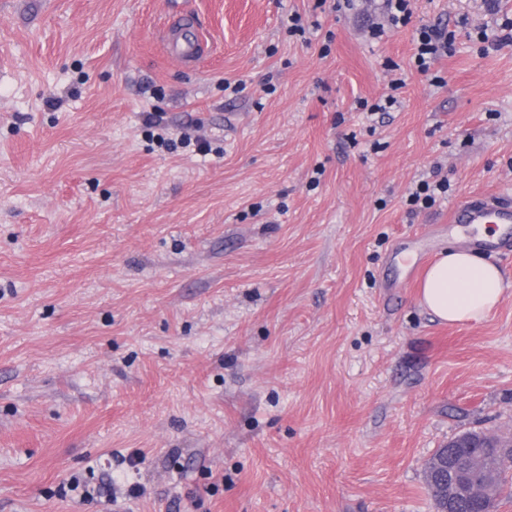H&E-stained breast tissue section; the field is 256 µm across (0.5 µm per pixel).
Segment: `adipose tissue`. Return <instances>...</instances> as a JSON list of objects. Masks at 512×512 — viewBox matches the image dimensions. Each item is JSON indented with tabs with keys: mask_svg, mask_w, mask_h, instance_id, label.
I'll return each instance as SVG.
<instances>
[{
	"mask_svg": "<svg viewBox=\"0 0 512 512\" xmlns=\"http://www.w3.org/2000/svg\"><path fill=\"white\" fill-rule=\"evenodd\" d=\"M511 287L493 263L452 245L425 271L418 300L440 321L477 324L502 303Z\"/></svg>",
	"mask_w": 512,
	"mask_h": 512,
	"instance_id": "adipose-tissue-1",
	"label": "adipose tissue"
}]
</instances>
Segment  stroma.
I'll list each match as a JSON object with an SVG mask.
<instances>
[{
  "instance_id": "1",
  "label": "stroma",
  "mask_w": 512,
  "mask_h": 512,
  "mask_svg": "<svg viewBox=\"0 0 512 512\" xmlns=\"http://www.w3.org/2000/svg\"><path fill=\"white\" fill-rule=\"evenodd\" d=\"M336 2L0 0V512H433L436 448L512 434V295L417 300L454 206L512 200V46L412 63L420 24L512 0H414L379 40L382 0ZM180 21L181 17L171 20L164 30L163 42L173 59L185 64H195L207 53V41L195 21L184 24L180 29H173ZM448 193V182L445 179L430 181L428 179L421 180L416 184L408 200L410 205L430 208L437 202V199Z\"/></svg>"
}]
</instances>
